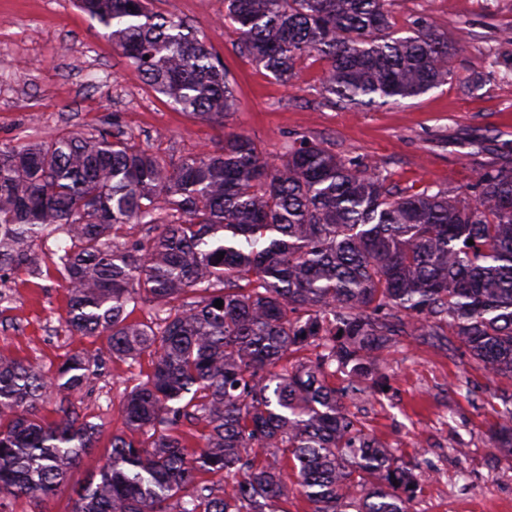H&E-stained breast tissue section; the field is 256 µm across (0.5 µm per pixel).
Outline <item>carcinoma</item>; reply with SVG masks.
<instances>
[{"instance_id": "carcinoma-1", "label": "carcinoma", "mask_w": 512, "mask_h": 512, "mask_svg": "<svg viewBox=\"0 0 512 512\" xmlns=\"http://www.w3.org/2000/svg\"><path fill=\"white\" fill-rule=\"evenodd\" d=\"M393 2L224 0V26L278 82L315 58L330 103L398 104L453 79L455 49L424 17L396 28ZM76 4L152 90L221 135L176 162L115 120L0 143V270L38 274L35 246L64 235L52 264L65 323L107 341L106 354L74 353L52 372L0 355V507L58 494L98 433L71 397L105 355L148 352L152 371L117 409L126 431L69 512H275L293 485L311 512H411L413 468L345 399L377 384L400 336H450L512 378V162L486 169L462 203L433 185L401 188L384 165L306 135L274 157L224 126L234 84L197 27L151 0ZM124 224L148 234L120 242ZM141 304L153 320L128 323ZM336 374L340 390L327 383ZM491 440L512 456V411Z\"/></svg>"}]
</instances>
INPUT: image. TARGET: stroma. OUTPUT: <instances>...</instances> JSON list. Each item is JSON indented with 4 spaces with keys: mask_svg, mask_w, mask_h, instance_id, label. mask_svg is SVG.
I'll return each mask as SVG.
<instances>
[{
    "mask_svg": "<svg viewBox=\"0 0 512 512\" xmlns=\"http://www.w3.org/2000/svg\"><path fill=\"white\" fill-rule=\"evenodd\" d=\"M153 8L205 33L237 89L227 127L271 155L305 134L338 155L385 164L399 186L433 184L453 197L470 193L490 165L512 159V76L497 60L496 41L512 28V0H395L396 28L423 16L458 46V77L401 105L348 108L324 99L322 61L303 62L298 80L284 86L241 57L224 25V0H153ZM115 118L137 142L172 159L211 145L219 133L155 93L74 0H0V142L92 130ZM55 248L52 239L36 246L39 274L0 272V353L49 371L74 352L105 345L67 330ZM150 368L146 352L132 363L107 360L103 376L74 398L76 412L100 433L94 455L71 472L70 488L98 480L103 447L122 428L112 404ZM384 373V389L348 399L347 407L397 457L425 471L413 512H512V457L490 442L512 410V379L488 374L454 346L405 336L387 353Z\"/></svg>",
    "mask_w": 512,
    "mask_h": 512,
    "instance_id": "35a3bbf8",
    "label": "stroma"
}]
</instances>
